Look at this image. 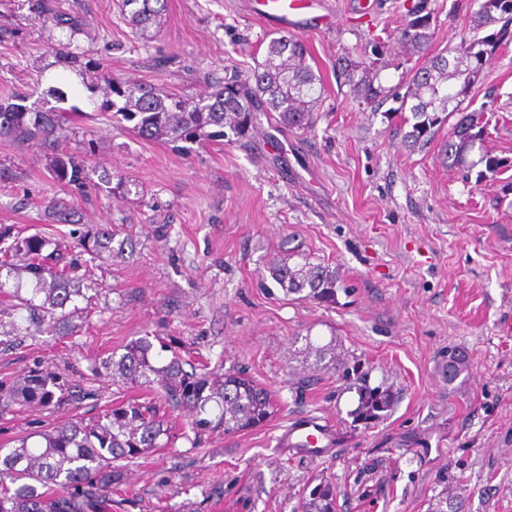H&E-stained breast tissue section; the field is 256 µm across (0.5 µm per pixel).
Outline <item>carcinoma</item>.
<instances>
[{
	"label": "carcinoma",
	"instance_id": "obj_1",
	"mask_svg": "<svg viewBox=\"0 0 512 512\" xmlns=\"http://www.w3.org/2000/svg\"><path fill=\"white\" fill-rule=\"evenodd\" d=\"M29 10L42 23L68 32L67 42L56 51L68 66L83 71L100 64L83 52L72 51L76 35L86 27L82 15L62 8L61 0H28ZM125 19L141 33L162 24L164 0H122ZM431 11L427 0H419L400 31L401 42L417 51L432 39ZM491 33L463 41L453 49L455 56L430 58L407 82L404 95L378 83L386 62L376 66L359 62L345 64L347 82L354 96L366 104L390 96L400 98L398 111L411 112L416 122L412 137L420 140L444 121L442 115L463 111L462 104L479 82L485 66L503 41L512 34V0H480L474 29ZM310 53L298 37H272L264 59L244 80L232 79L222 88L196 101L152 85H130L114 79L108 82L98 107L112 113L118 122L133 123L143 139L192 143L201 136L222 139L224 129L245 137L255 126L257 113L271 112L276 122L290 129L311 123L312 112L321 98V79L307 58ZM30 95L19 93L15 102L0 104V136L20 143L37 142L46 147L64 136L69 125L83 113L79 107L27 106ZM485 127L476 112L461 116L458 141L448 152L464 159L473 140ZM53 173L62 185L78 193L88 188L84 160L76 155L57 156ZM114 234L97 224L78 237L84 251L99 254L112 251ZM51 252H46L48 246ZM272 280L288 294H306L330 302L335 297L336 275L320 264L305 262L294 267L279 264L270 268ZM98 288L89 269L67 256L66 246L37 235L0 246V299L10 302L14 318L0 319V346L12 347L23 338L74 336L80 326L75 317L93 310ZM86 301L78 307L77 299ZM304 350L317 369L336 365V346L320 345L304 337ZM112 380L123 384L159 387L165 406L152 402H128L111 407L90 423L63 421L37 442L25 436L17 444L0 448V512H100L112 501V463L133 460L163 448L171 442L172 424L167 409H183L191 416L196 432L222 430L235 434L255 420V413L272 405L270 393L227 373H199L185 369L186 361L161 336H139L125 346L119 358H109ZM4 401L33 403L58 409L73 398L67 380L60 375L33 370L19 382L0 386ZM392 395L365 384L359 387L353 415L358 421L375 420L387 412ZM335 487L320 483L313 487L304 512H334Z\"/></svg>",
	"mask_w": 512,
	"mask_h": 512
}]
</instances>
